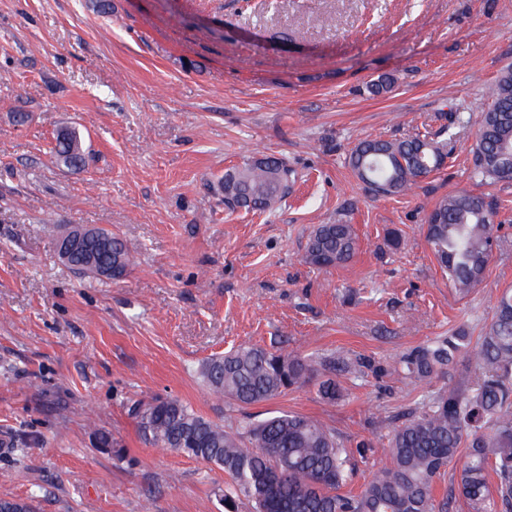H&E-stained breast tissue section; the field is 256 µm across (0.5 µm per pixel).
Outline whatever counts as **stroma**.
<instances>
[{
    "instance_id": "obj_1",
    "label": "stroma",
    "mask_w": 512,
    "mask_h": 512,
    "mask_svg": "<svg viewBox=\"0 0 512 512\" xmlns=\"http://www.w3.org/2000/svg\"><path fill=\"white\" fill-rule=\"evenodd\" d=\"M512 62V0H0V499L38 512H224L222 470L152 445L130 415L154 397L217 423L278 412L382 438L420 400L395 369L449 330L480 336L512 289V181L471 175L485 86ZM392 77L389 92L367 85ZM85 166L51 162L62 127ZM454 127L446 165L378 197L347 164L362 139ZM297 173L271 212L231 211L218 184L244 157ZM460 190L492 205L497 247L462 297L424 224ZM321 224L353 225L347 265L304 263ZM74 225L130 241L118 279L64 265ZM402 235L399 248L386 242ZM242 344L360 354L382 376L342 377L229 406L207 358ZM110 446H102L101 436Z\"/></svg>"
}]
</instances>
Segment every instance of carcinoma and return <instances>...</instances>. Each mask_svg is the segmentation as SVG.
<instances>
[{
  "label": "carcinoma",
  "instance_id": "carcinoma-1",
  "mask_svg": "<svg viewBox=\"0 0 512 512\" xmlns=\"http://www.w3.org/2000/svg\"><path fill=\"white\" fill-rule=\"evenodd\" d=\"M472 148V173L485 180H512V63L488 88ZM454 134L436 140L425 134L406 139H364L348 163L358 178L381 195L413 192L450 154ZM52 155L68 168L85 163L78 132L56 140ZM295 171L275 156L248 157L224 172V201L246 211L270 212L288 194ZM103 247L91 257L78 252L70 267L92 277L100 266L122 276L134 248L106 230ZM425 238L448 281L462 296L484 280L497 241L494 212L484 197L458 191L438 199L425 219ZM359 250L351 224H320L311 233L304 262L319 269L345 265ZM467 361L464 378L454 387L434 389L432 380L447 373L459 358ZM413 382L428 387L420 402L393 424L379 466L363 455L371 477L361 491H343L354 464L344 441L329 425L300 415L279 413L258 421L220 424L178 399L137 401L130 408L150 442L224 471L227 512L248 501L255 512H448V499L434 487L450 465L454 490L469 512H500L512 505V292L498 298L483 336L472 341L465 330L413 348L397 361ZM369 367L361 356L317 358L242 345L207 360L201 375L231 406L248 407L288 390L316 382L319 396L340 397V370L356 378ZM4 512H35L23 499L0 500Z\"/></svg>",
  "mask_w": 512,
  "mask_h": 512
}]
</instances>
